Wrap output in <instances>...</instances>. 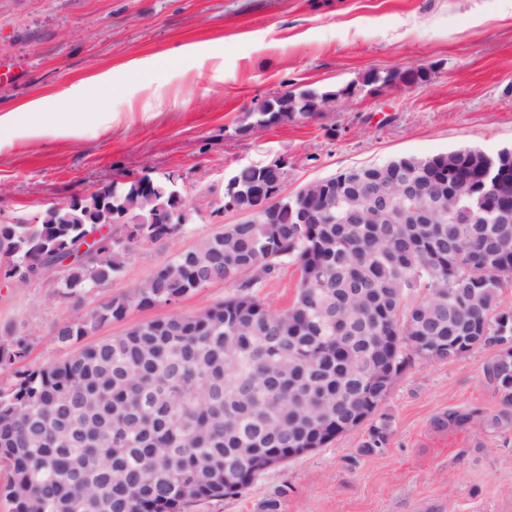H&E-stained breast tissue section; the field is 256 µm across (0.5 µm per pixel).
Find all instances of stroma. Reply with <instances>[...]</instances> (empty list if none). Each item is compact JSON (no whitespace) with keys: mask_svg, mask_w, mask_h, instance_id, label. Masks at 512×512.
Returning a JSON list of instances; mask_svg holds the SVG:
<instances>
[{"mask_svg":"<svg viewBox=\"0 0 512 512\" xmlns=\"http://www.w3.org/2000/svg\"><path fill=\"white\" fill-rule=\"evenodd\" d=\"M150 61L140 74L133 61ZM423 68L424 83L381 86L392 71ZM108 72L111 89L60 93ZM355 87L320 117L256 129L251 114L284 91ZM49 97L47 115L0 130V221L112 180L174 175L196 214L186 234L137 246L123 271L82 303L35 281L0 288V340L25 337L27 367L68 354L63 320L128 291L203 237L237 223L200 209L237 168L287 161L285 189L347 168L462 147L512 148V0H0V114ZM218 282L171 304L131 309L103 339L235 293ZM487 355L418 363L382 406L393 418L383 451L347 463L356 428L265 473L244 493L195 512H512V435L440 432L451 407H499L485 382Z\"/></svg>","mask_w":512,"mask_h":512,"instance_id":"obj_1","label":"stroma"}]
</instances>
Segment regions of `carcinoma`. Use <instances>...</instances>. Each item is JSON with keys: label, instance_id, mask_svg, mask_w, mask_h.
Listing matches in <instances>:
<instances>
[{"label": "carcinoma", "instance_id": "1", "mask_svg": "<svg viewBox=\"0 0 512 512\" xmlns=\"http://www.w3.org/2000/svg\"><path fill=\"white\" fill-rule=\"evenodd\" d=\"M336 91H287L265 128L319 116L304 111ZM397 174L420 190V205L440 192L446 213L414 224L405 196L400 224H379L371 194L387 183H355L342 197L288 201L272 219L226 224L161 264L126 293L63 321V345L82 343L50 366L14 373L0 389V499L10 512H191L242 494L266 471L288 464L290 448H323L368 423L359 458L387 447L393 421L381 404L415 362H448L488 351L486 382L499 409L453 407L438 430H512V223L493 212L512 206V155L486 196L455 202L457 177H478L480 150L408 157ZM263 177L233 172L236 205L250 209ZM309 215L298 224L294 211ZM486 220L472 223L477 209ZM186 201L163 180L105 185L40 223L0 224V275L24 288L63 266L56 289L82 299L122 272L139 242L185 233ZM98 235L79 252L88 236ZM300 272L297 294L274 310L259 288L283 263ZM224 280L237 292L193 314H171L124 333L84 342L99 328ZM18 336L0 342V369L27 357Z\"/></svg>", "mask_w": 512, "mask_h": 512}]
</instances>
